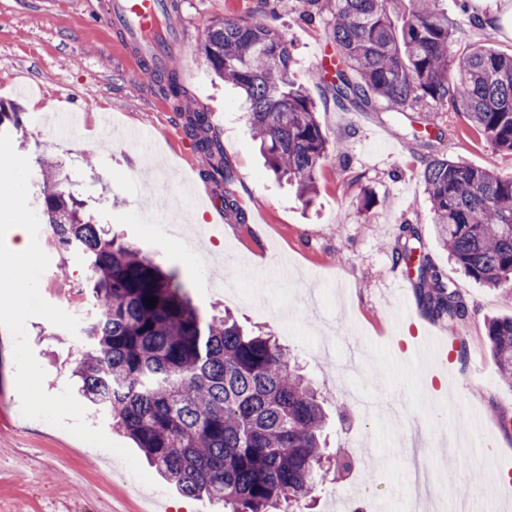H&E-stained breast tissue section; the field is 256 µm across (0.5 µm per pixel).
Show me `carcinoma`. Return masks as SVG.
Wrapping results in <instances>:
<instances>
[{
	"label": "carcinoma",
	"instance_id": "cac0c4a2",
	"mask_svg": "<svg viewBox=\"0 0 512 512\" xmlns=\"http://www.w3.org/2000/svg\"><path fill=\"white\" fill-rule=\"evenodd\" d=\"M439 0H302V16L326 11L324 30L342 68L336 101L378 99L390 112L449 106L495 149L512 152V55L488 44L453 49ZM201 52L236 86L265 165L310 203L328 140L308 89L291 80L288 39L263 23L206 24ZM147 80L174 99L187 95L176 69L147 65ZM22 125L0 105V133ZM186 134L210 178L229 179L208 115L189 111ZM40 218L58 250L80 257L96 310L74 374L92 403L150 463L188 496L224 512H297L326 481L318 396L276 337L246 335L228 314L203 317L186 292L145 253L108 238L86 214L69 178L46 156L34 159ZM423 180L442 245L469 276L512 289V177L461 160L434 158ZM419 303L434 318L467 314L429 257L418 260ZM155 299L149 304L147 300ZM491 353L512 387V317L487 325Z\"/></svg>",
	"mask_w": 512,
	"mask_h": 512
}]
</instances>
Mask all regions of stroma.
<instances>
[{
    "instance_id": "stroma-1",
    "label": "stroma",
    "mask_w": 512,
    "mask_h": 512,
    "mask_svg": "<svg viewBox=\"0 0 512 512\" xmlns=\"http://www.w3.org/2000/svg\"><path fill=\"white\" fill-rule=\"evenodd\" d=\"M439 7L456 48L487 41L512 54V0H440ZM98 8L99 0H0V102L24 120L23 134L11 137L16 153L58 162L95 219L176 272L201 312H231L288 347L324 396L327 449L363 460L345 479L326 482L311 512H336L344 496L363 512H411L405 450L389 418L394 406L423 426L429 484L442 489L438 512H459L476 487L488 512H512V388L485 335L488 319L512 315V290L480 285L449 258L422 178L435 157L510 177L512 154L447 107L398 114L381 101L337 103L326 83L311 80L328 19L300 20L299 0H180L172 22L184 40L172 63L186 59L192 68L181 77L187 95L179 102L143 79L123 34ZM476 15L486 25L475 26ZM227 17L275 24L292 43V78L308 87L329 140L311 205L267 170L243 98L199 51L206 22ZM188 109L208 114L229 180L204 176L184 131ZM57 112L78 113L80 122L56 128ZM133 129L147 142L130 139ZM91 143L98 150L89 166ZM198 211L204 223H191ZM409 238L461 296L466 317L432 318L415 291L392 285L396 253ZM38 241L49 258L42 297L82 317L80 259L62 258L47 228ZM26 329L45 391L78 389L79 338L41 317ZM422 336L444 340V356L416 355ZM15 377L12 338L0 328V512H142L151 501L168 512H215L208 499L182 494L158 473L151 488L124 482L118 457L24 417Z\"/></svg>"
}]
</instances>
